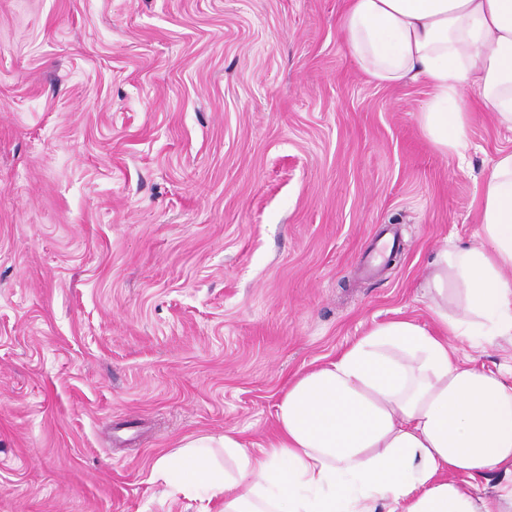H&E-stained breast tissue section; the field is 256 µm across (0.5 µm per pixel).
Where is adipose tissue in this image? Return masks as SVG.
<instances>
[{
    "mask_svg": "<svg viewBox=\"0 0 512 512\" xmlns=\"http://www.w3.org/2000/svg\"><path fill=\"white\" fill-rule=\"evenodd\" d=\"M340 32L376 84L429 88L418 122L440 153L467 147L468 88L512 131V0H349ZM480 224L482 244H448L431 262L434 328L394 319L296 374L259 453L230 432L202 435L155 473L197 512L217 498L222 512H512V383L448 344L512 337V150L485 181ZM496 472L506 479L490 496Z\"/></svg>",
    "mask_w": 512,
    "mask_h": 512,
    "instance_id": "1",
    "label": "adipose tissue"
}]
</instances>
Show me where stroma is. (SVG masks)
Here are the masks:
<instances>
[{
    "mask_svg": "<svg viewBox=\"0 0 512 512\" xmlns=\"http://www.w3.org/2000/svg\"><path fill=\"white\" fill-rule=\"evenodd\" d=\"M346 0H0V512H196L185 438L272 437L292 377L431 325L512 133L464 159L368 81Z\"/></svg>",
    "mask_w": 512,
    "mask_h": 512,
    "instance_id": "obj_1",
    "label": "stroma"
}]
</instances>
